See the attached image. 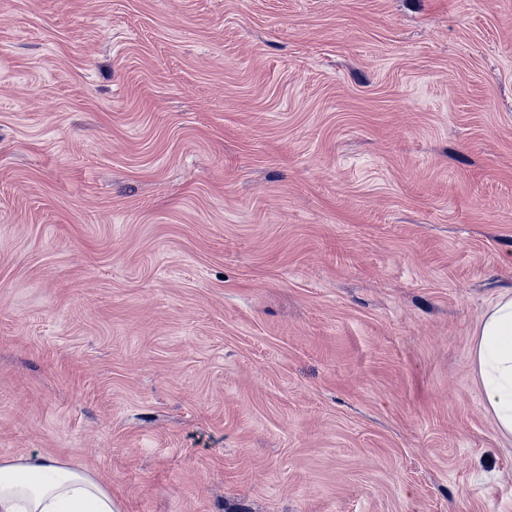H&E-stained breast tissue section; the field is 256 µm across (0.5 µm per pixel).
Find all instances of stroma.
I'll list each match as a JSON object with an SVG mask.
<instances>
[{"instance_id": "obj_1", "label": "stroma", "mask_w": 512, "mask_h": 512, "mask_svg": "<svg viewBox=\"0 0 512 512\" xmlns=\"http://www.w3.org/2000/svg\"><path fill=\"white\" fill-rule=\"evenodd\" d=\"M512 0H0V459L122 512H512ZM471 360L498 435L512 442V292L481 316Z\"/></svg>"}]
</instances>
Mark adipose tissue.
Here are the masks:
<instances>
[{
  "label": "adipose tissue",
  "instance_id": "adipose-tissue-1",
  "mask_svg": "<svg viewBox=\"0 0 512 512\" xmlns=\"http://www.w3.org/2000/svg\"><path fill=\"white\" fill-rule=\"evenodd\" d=\"M471 360L498 435L512 441V292L481 316ZM0 512H121L111 488L44 454L0 459Z\"/></svg>",
  "mask_w": 512,
  "mask_h": 512
}]
</instances>
